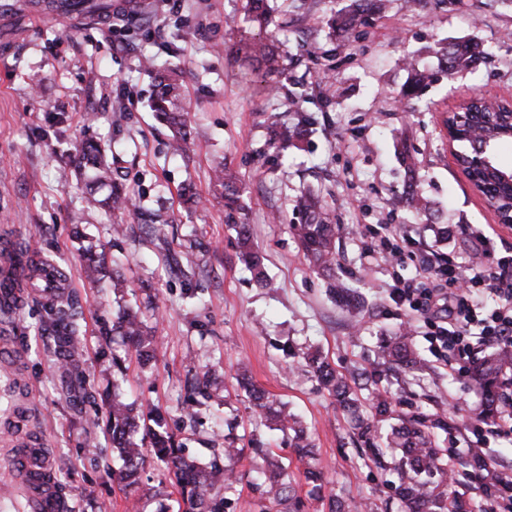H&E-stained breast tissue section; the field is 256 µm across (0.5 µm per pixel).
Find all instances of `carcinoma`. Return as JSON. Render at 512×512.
Listing matches in <instances>:
<instances>
[{"instance_id": "obj_1", "label": "carcinoma", "mask_w": 512, "mask_h": 512, "mask_svg": "<svg viewBox=\"0 0 512 512\" xmlns=\"http://www.w3.org/2000/svg\"><path fill=\"white\" fill-rule=\"evenodd\" d=\"M71 11L104 13L112 7V0H63ZM386 0H351L348 9L333 15L327 22L329 29L340 41V46L350 49L357 38V28L366 19L382 13ZM244 26L240 27L241 38L236 44L235 54L240 61L262 70L272 79L280 76L284 68L280 64L281 40L270 30L273 25L272 10L268 0H244ZM438 60L437 70L418 68L400 91V101L419 98L421 91L441 76L452 80L457 75L470 72L485 62L490 49L479 43H438L432 48ZM181 72L169 69L158 75L156 91L151 109L157 117L173 129L171 147L175 152H183L187 143V123L189 111L183 102ZM464 111L473 116L457 125L455 142L465 150L457 153L459 160L466 161L475 148V143L489 141L492 149L512 139L508 134H500L512 118V105L505 102L496 110H488L471 101ZM266 122L271 131L269 148L276 156L288 152L290 148H300L314 132V120L309 115H300L289 122L281 112H272ZM76 159L70 174L87 178L89 183L88 208L106 206L119 213L130 205V197L123 184L112 173L110 162L101 145L92 140H80L73 144ZM213 180L224 189V208L227 219L243 210L238 177L226 164L219 163L213 169ZM403 206L416 220H431L429 201L422 190L421 181L411 177ZM512 189L503 185L500 189L498 219L506 224L512 222ZM295 208L304 215V221L291 225L304 258L313 271L330 279L329 289L336 302L351 314H359L365 304L361 294L349 284L336 277V230L330 212L322 197L313 192L302 194ZM157 220L150 217L146 221L148 230L154 235L156 247L164 252L166 262L181 268L177 253L170 249L167 237L161 229L154 227ZM237 232L241 260L251 272L253 279L264 288L273 287L269 278L264 257L254 249L248 225L233 223ZM104 256L91 255L87 258L85 273L92 283L99 282L98 274L103 270ZM57 279V294H47L46 313L43 328L57 337L59 346L74 354L81 344V306L78 300L64 296L62 289L67 287V274L54 268ZM112 335L119 336L129 343L138 357L150 360L155 356L153 330L148 326L141 307L134 303L120 306L116 319L112 322ZM381 356L383 364L395 366L409 372L422 369V362L412 347L400 336L385 339ZM512 370V354L499 353L490 361L478 363L473 368V377L484 393V402L475 413L478 419H487L501 412L507 405L503 385L512 388V377L504 381L503 368ZM309 373L317 380L320 389L343 410L348 425L364 451V459L376 467L389 470L396 475L394 494L404 512H470L464 495L449 492L450 480L445 470V457L448 449L441 446L440 434H448V417L445 411H423L417 409L405 413L397 410L386 388H379L380 379L371 378L372 390L364 399L359 398L350 386L346 376L338 373L331 364L318 355L307 358ZM64 385L61 395L71 405L77 407L94 395L87 392L83 377L76 366L62 368ZM239 388L246 392L252 412L260 419L275 424L276 429L288 435V447L304 467L302 475L307 486V495L327 506L328 512H357L358 506L344 500L324 483L323 475L314 465L317 449L314 440L302 421L288 412L286 405L271 399L261 388L247 377L239 381ZM150 439L153 454L165 464L173 475L180 490L177 512H224L225 494L233 488L234 469L230 462L238 459L241 449L236 438L224 436V447L212 449L211 457L205 464L185 456L174 435L168 430V422L162 412L151 409L148 413H137L132 405L112 398V444L118 452L122 466L115 473L116 480L126 488L140 484L141 473L146 459L140 448L139 434ZM469 480L484 494L500 495L507 493L509 486L501 483V472L485 462L474 461ZM297 475L290 466L273 458L261 471L253 490L264 503L263 512H297L301 502L295 497L294 484Z\"/></svg>"}]
</instances>
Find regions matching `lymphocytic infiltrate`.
Listing matches in <instances>:
<instances>
[{"instance_id":"obj_1","label":"lymphocytic infiltrate","mask_w":512,"mask_h":512,"mask_svg":"<svg viewBox=\"0 0 512 512\" xmlns=\"http://www.w3.org/2000/svg\"><path fill=\"white\" fill-rule=\"evenodd\" d=\"M474 275L454 266L425 262L419 281L396 280L389 296L397 304L421 314L440 310L444 324L431 336L430 352L436 360L448 361L450 354L467 353L494 345L512 351V258H502L496 271L474 262ZM498 295L500 303L484 311L473 300L475 288Z\"/></svg>"}]
</instances>
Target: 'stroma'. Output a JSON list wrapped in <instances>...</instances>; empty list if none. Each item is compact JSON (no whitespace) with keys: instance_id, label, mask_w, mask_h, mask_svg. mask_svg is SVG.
<instances>
[{"instance_id":"stroma-1","label":"stroma","mask_w":512,"mask_h":512,"mask_svg":"<svg viewBox=\"0 0 512 512\" xmlns=\"http://www.w3.org/2000/svg\"><path fill=\"white\" fill-rule=\"evenodd\" d=\"M30 0H0V234L56 261L70 276L67 293L83 307V353L78 362L95 399L75 409L59 394L55 342L39 328L45 307L29 295L0 347V481L10 498L0 512H23L14 454L27 436L42 440L51 459H63L56 490L73 512H165L178 499L166 470L147 463L139 489L122 491L112 477L117 452L107 425L113 393L135 407L153 406L167 418L185 454L208 461L224 445L227 419L243 452L227 512H261L251 485L264 466L251 445L261 440L279 458L291 455L281 432L256 418L236 385L244 373L298 414L316 443L330 489L364 503L366 512H401L391 476L365 463L342 413L326 391L302 371V356L315 352L343 374L372 372L400 409L443 406L456 425L448 459L456 479L463 461L482 449L495 466H512V440L496 425L472 419L480 395L474 363L492 355L486 347L449 373L428 349L423 315L388 297L393 276L416 277L426 259L467 266L479 254L486 267L512 254V227L499 224L465 178L438 126L440 112L474 94L512 95V0H392L390 9L362 27L352 55L339 53L328 36V18L349 0H270L277 28L288 34L293 61L277 84L248 72L232 51L239 31L228 19L244 0H112L125 10L121 26L82 16L33 19ZM473 39L492 50L472 73L440 78L403 111L397 94L408 79V62L425 64L426 46L437 40ZM184 72L190 113L185 153L169 151L171 132L150 109L154 79L143 64ZM303 80L302 109L316 120L303 149L275 158L268 149L265 115L285 101L294 80ZM105 144L112 168L131 191L122 214L85 208L84 182H61L75 164L72 144ZM418 160L424 191L433 202V224H417L396 199L408 175L401 151ZM226 162L238 171L244 192L239 223L249 225L275 286L258 287L238 258L236 233L225 219L224 199L209 180L211 167ZM310 189L326 200L338 226L336 273L366 299L359 317L340 309L326 277L311 270L289 224L294 205ZM199 204H184V193ZM161 212L173 251L196 276L186 279L164 263L143 214ZM84 213L82 225L70 218ZM387 224L410 231L400 265L372 267L360 254L361 239L381 237ZM105 251L122 258V293L112 270L100 283L81 274L83 253ZM153 302L158 350L150 364L127 353L121 340L101 333L111 322L117 296ZM414 324L409 337L425 363L418 372L381 364L384 336ZM123 356L126 376L112 386V357ZM217 383L198 397L196 417L184 418L187 385L194 374Z\"/></svg>"}]
</instances>
